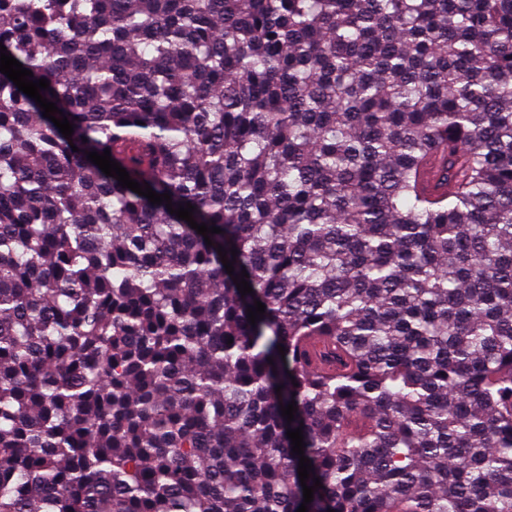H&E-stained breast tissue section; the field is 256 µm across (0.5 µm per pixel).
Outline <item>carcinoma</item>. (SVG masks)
I'll use <instances>...</instances> for the list:
<instances>
[{
    "mask_svg": "<svg viewBox=\"0 0 512 512\" xmlns=\"http://www.w3.org/2000/svg\"><path fill=\"white\" fill-rule=\"evenodd\" d=\"M0 44L73 124L0 73V512H297L298 427L308 512H512V0H0Z\"/></svg>",
    "mask_w": 512,
    "mask_h": 512,
    "instance_id": "obj_1",
    "label": "carcinoma"
}]
</instances>
